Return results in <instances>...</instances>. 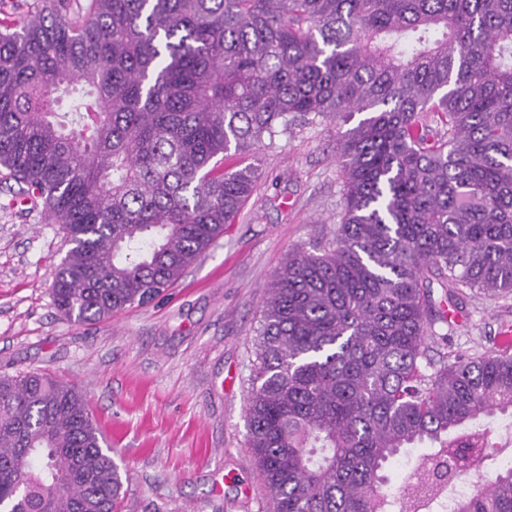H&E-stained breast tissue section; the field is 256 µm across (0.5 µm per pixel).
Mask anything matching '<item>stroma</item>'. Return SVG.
I'll use <instances>...</instances> for the list:
<instances>
[{
	"mask_svg": "<svg viewBox=\"0 0 512 512\" xmlns=\"http://www.w3.org/2000/svg\"><path fill=\"white\" fill-rule=\"evenodd\" d=\"M335 124L260 148V187L182 278L150 302L77 324L51 288L65 254L57 225L0 184V374L46 372L74 385L126 490L123 512H262L245 447L255 330L289 251L330 242L341 217ZM448 330L475 352L512 324V296L478 297Z\"/></svg>",
	"mask_w": 512,
	"mask_h": 512,
	"instance_id": "stroma-1",
	"label": "stroma"
}]
</instances>
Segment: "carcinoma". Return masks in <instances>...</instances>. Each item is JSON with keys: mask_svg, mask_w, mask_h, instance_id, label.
Segmentation results:
<instances>
[{"mask_svg": "<svg viewBox=\"0 0 512 512\" xmlns=\"http://www.w3.org/2000/svg\"><path fill=\"white\" fill-rule=\"evenodd\" d=\"M71 111H60L64 97ZM336 142L340 225L267 285L245 407L268 512H417L421 475L512 415V354L448 352V307L512 295V0H40L0 22V177L70 245L52 296L103 321L236 220L279 134ZM442 291L435 299L434 289ZM86 396L0 376V512H117ZM448 512H512V461ZM419 454L420 451L417 449H408L406 453L399 454L391 461L387 475L393 489H399L405 484L408 470L417 464Z\"/></svg>", "mask_w": 512, "mask_h": 512, "instance_id": "obj_1", "label": "carcinoma"}]
</instances>
